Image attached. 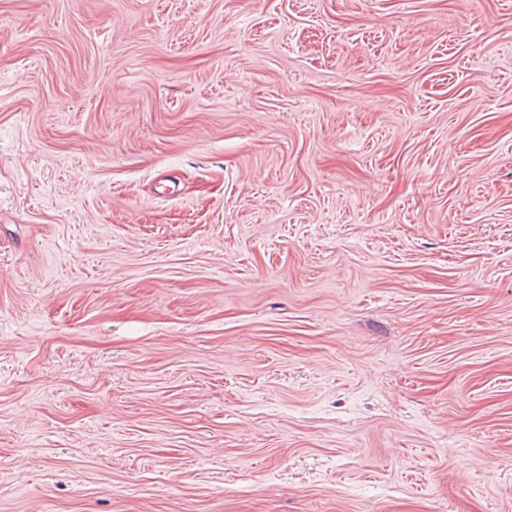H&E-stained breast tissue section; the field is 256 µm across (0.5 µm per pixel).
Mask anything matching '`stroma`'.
Wrapping results in <instances>:
<instances>
[{"instance_id": "obj_1", "label": "stroma", "mask_w": 512, "mask_h": 512, "mask_svg": "<svg viewBox=\"0 0 512 512\" xmlns=\"http://www.w3.org/2000/svg\"><path fill=\"white\" fill-rule=\"evenodd\" d=\"M0 512H512V0H0Z\"/></svg>"}]
</instances>
